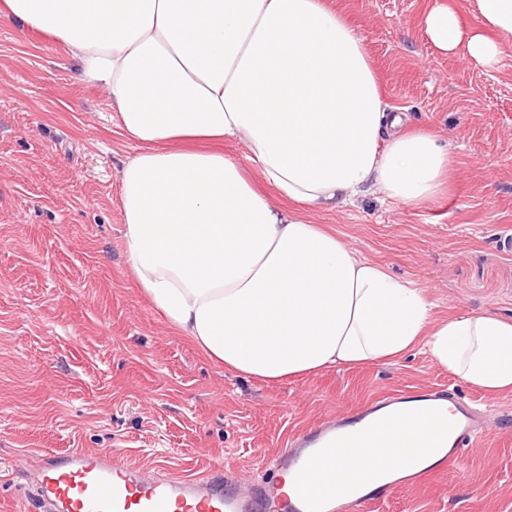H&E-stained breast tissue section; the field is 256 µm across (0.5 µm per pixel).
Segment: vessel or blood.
Instances as JSON below:
<instances>
[{"instance_id":"obj_1","label":"vessel or blood","mask_w":512,"mask_h":512,"mask_svg":"<svg viewBox=\"0 0 512 512\" xmlns=\"http://www.w3.org/2000/svg\"><path fill=\"white\" fill-rule=\"evenodd\" d=\"M443 399L433 389L387 395L294 434L260 484H248L241 476H175L158 466H131L109 448L47 454L34 469L32 484L41 512H368L406 483L446 471L473 444L480 431L478 412L470 401L457 398L451 422H441ZM413 401L426 406L435 420L428 443L445 449L432 466L375 488L362 481L361 493L351 499L318 480L319 471L344 448L370 447L376 414ZM285 480L298 486L296 500L281 494Z\"/></svg>"}]
</instances>
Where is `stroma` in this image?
<instances>
[{
	"label": "stroma",
	"mask_w": 512,
	"mask_h": 512,
	"mask_svg": "<svg viewBox=\"0 0 512 512\" xmlns=\"http://www.w3.org/2000/svg\"><path fill=\"white\" fill-rule=\"evenodd\" d=\"M437 0H333L363 37L407 130L447 140V194L421 207L372 192L312 222L399 278L441 316L512 318V45L488 67L437 49ZM105 91L66 47L0 19V512H39L29 475L47 452L114 448L169 473L259 479L289 437L390 393L438 387L492 414L447 473L371 512H512V395L496 400L414 349L393 364L286 382L225 370L173 330L126 259L118 169L137 153Z\"/></svg>",
	"instance_id": "1"
}]
</instances>
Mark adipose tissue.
Segmentation results:
<instances>
[{"instance_id":"ef3b65f1","label":"adipose tissue","mask_w":512,"mask_h":512,"mask_svg":"<svg viewBox=\"0 0 512 512\" xmlns=\"http://www.w3.org/2000/svg\"><path fill=\"white\" fill-rule=\"evenodd\" d=\"M474 6L467 28L444 0L425 31L441 51L496 65L512 0ZM0 18L63 43L80 79L105 90L139 146L118 171L127 263L167 324L225 369L284 381L419 347L470 388L512 395V320L437 316L424 288L310 220L372 190L431 203L453 164L439 136L405 131L328 0H0ZM187 140L239 143L248 162ZM440 454L351 448L326 476L349 497L369 467L388 481Z\"/></svg>"}]
</instances>
